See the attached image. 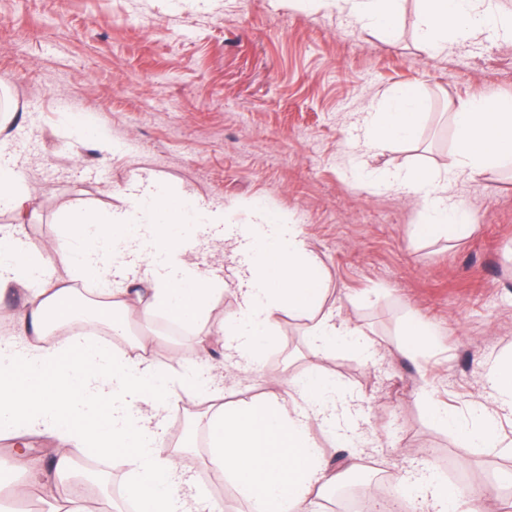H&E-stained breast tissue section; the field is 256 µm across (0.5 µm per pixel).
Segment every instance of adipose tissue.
<instances>
[{
    "label": "adipose tissue",
    "instance_id": "ef3b65f1",
    "mask_svg": "<svg viewBox=\"0 0 512 512\" xmlns=\"http://www.w3.org/2000/svg\"><path fill=\"white\" fill-rule=\"evenodd\" d=\"M365 26L390 32L399 0H346ZM420 40L438 57L449 39L478 33L511 38L512 18L477 11L475 0H422ZM460 170L477 174L512 157V99H474L459 104L454 115ZM419 99L413 87L400 88L385 111L367 125L371 146L413 139L418 131ZM398 191L423 194L426 234L467 236V215L448 201V187L416 170L392 176ZM127 215L79 208L63 214L56 238L31 240L22 225L0 227V295L24 286L23 307L12 316L13 337L0 341V430L16 437L38 435L57 444L53 469L60 498L80 512V496L67 482L75 466V448L119 456L130 467L127 485L145 500L148 512H223L180 467L176 453L164 450L162 412L170 403L213 402L207 422L213 461L234 483L253 512H314L340 473L364 472L360 452L334 465L319 448L314 428L335 440L354 442L359 409L337 395L336 382L315 370L289 380L287 395L224 407L223 392L206 373L173 377L138 341L132 356L86 338L97 321L96 309L113 313L112 335L123 337L133 319L162 315L185 326L207 319L224 293L215 269H198L189 259L200 245L234 244L240 257L236 287L237 316L213 322L197 341L200 357H209L211 337L224 344L231 365L255 369L284 315L308 319V336L317 355L333 353L336 339L348 336L366 356L374 341L341 319L327 304L323 269L294 224H225L220 210L168 191L149 177L134 180L127 191ZM31 201L19 182L14 158L0 153V208L25 216ZM195 216L198 234L177 236L176 225ZM69 270V282L54 276ZM93 284V308L75 305L76 283ZM491 405H478L477 423L465 428L435 403L427 408L441 427L459 432L470 446L495 439V409L512 410V358L503 359L489 380ZM407 480L429 501L433 512H487L494 492L484 484L462 491L441 482L432 467L410 472Z\"/></svg>",
    "mask_w": 512,
    "mask_h": 512
}]
</instances>
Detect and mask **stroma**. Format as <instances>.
<instances>
[{
  "mask_svg": "<svg viewBox=\"0 0 512 512\" xmlns=\"http://www.w3.org/2000/svg\"><path fill=\"white\" fill-rule=\"evenodd\" d=\"M420 18V0H403L389 38L328 0H0V96L17 109L0 142L33 194L23 220L39 241L55 238L65 210L125 211L137 175L223 209L228 224L265 214L299 225L329 303L378 352L321 360L305 320L287 316L258 369L213 367L225 403L285 393L290 377L323 369L360 399L358 448L393 482L425 454L458 485L481 474L501 507L512 502V412H501L493 446L470 448L430 420L423 398L470 423L493 363L512 352V162L449 179L473 224L461 240L421 237V202L384 178L454 168L456 141L441 150L426 134L454 132L460 101L512 97V39L452 40L431 59ZM406 85L420 95V135L371 148V113ZM195 261L223 269L212 315L233 319L232 246L199 247ZM412 322L434 334L411 361ZM197 334L160 336L154 320L136 319L112 345L132 351L152 337L153 355L178 373ZM30 446L45 475L19 512H57L55 445L35 436Z\"/></svg>",
  "mask_w": 512,
  "mask_h": 512,
  "instance_id": "stroma-1",
  "label": "stroma"
}]
</instances>
